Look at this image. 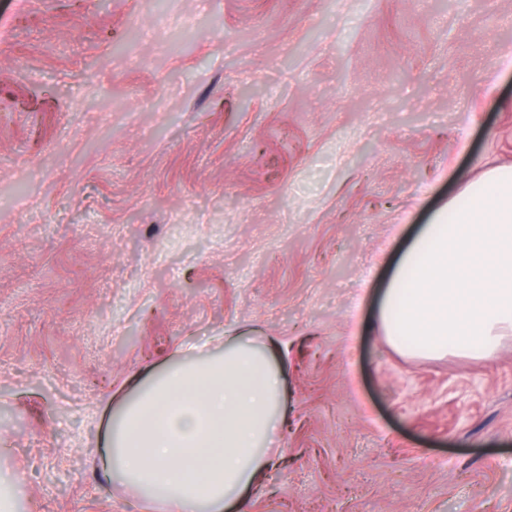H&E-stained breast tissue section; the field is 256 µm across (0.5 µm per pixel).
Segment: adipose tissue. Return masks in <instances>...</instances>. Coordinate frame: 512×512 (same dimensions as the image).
Instances as JSON below:
<instances>
[{"mask_svg": "<svg viewBox=\"0 0 512 512\" xmlns=\"http://www.w3.org/2000/svg\"><path fill=\"white\" fill-rule=\"evenodd\" d=\"M376 328L404 355L487 358L512 335V165L486 170L412 239ZM273 342L172 358L136 378L103 439L105 477L153 512H243L280 454L286 418Z\"/></svg>", "mask_w": 512, "mask_h": 512, "instance_id": "1", "label": "adipose tissue"}]
</instances>
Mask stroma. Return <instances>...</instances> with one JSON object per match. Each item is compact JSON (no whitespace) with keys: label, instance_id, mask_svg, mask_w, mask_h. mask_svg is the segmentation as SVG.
<instances>
[{"label":"stroma","instance_id":"35a3bbf8","mask_svg":"<svg viewBox=\"0 0 512 512\" xmlns=\"http://www.w3.org/2000/svg\"><path fill=\"white\" fill-rule=\"evenodd\" d=\"M503 164L512 0H0L21 512H146L101 471L113 393L242 329L280 342L288 418L250 512H512V337L413 358L370 329L412 237Z\"/></svg>","mask_w":512,"mask_h":512}]
</instances>
